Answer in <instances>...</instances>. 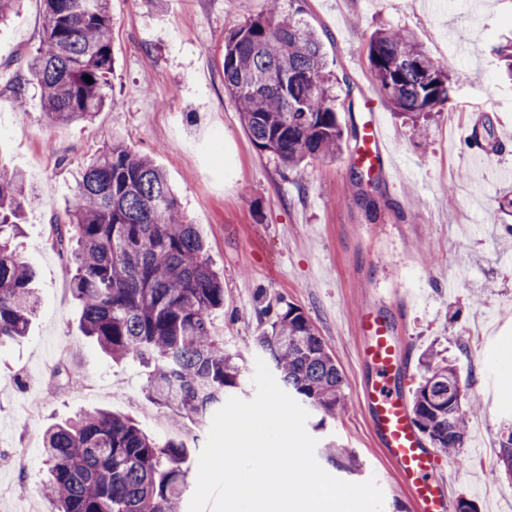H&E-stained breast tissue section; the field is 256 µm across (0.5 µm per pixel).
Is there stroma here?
Returning a JSON list of instances; mask_svg holds the SVG:
<instances>
[{
	"label": "stroma",
	"instance_id": "1",
	"mask_svg": "<svg viewBox=\"0 0 512 512\" xmlns=\"http://www.w3.org/2000/svg\"><path fill=\"white\" fill-rule=\"evenodd\" d=\"M262 0H112V90L94 122L52 125L40 97L17 104L44 25L42 0L0 28V165L22 170V258L37 276L39 309L28 338L0 347V512H49L38 494L42 434L52 423L94 408L134 418L148 432L184 442L198 475L208 426L172 413L144 392L146 370L113 362L79 328L64 264L47 237L73 199L83 164L113 134L159 165L197 224L213 267L224 275V309L213 331L253 378L254 338L269 301L299 306L346 378L347 410L313 431L315 456L334 477L376 479L383 512H413L372 434L358 390L372 371L358 358L356 318L372 305L395 320L407 343L410 387L422 355L439 351L461 377L469 419L463 464L448 475L451 502L478 512H512V487L498 480L499 431L512 415V379L501 356L512 348V81L492 49L512 41V0H306L305 18L323 36L337 77V117L376 109L392 166L367 195L351 184L354 147L281 175L253 145L224 91V36L258 14ZM412 31L452 79L449 104L424 132L398 119L367 59L379 27ZM487 126L495 150L477 155L468 135ZM336 441L355 453L350 471L329 461Z\"/></svg>",
	"mask_w": 512,
	"mask_h": 512
}]
</instances>
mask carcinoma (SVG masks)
Instances as JSON below:
<instances>
[{
  "label": "carcinoma",
  "instance_id": "1",
  "mask_svg": "<svg viewBox=\"0 0 512 512\" xmlns=\"http://www.w3.org/2000/svg\"><path fill=\"white\" fill-rule=\"evenodd\" d=\"M111 0H44V34L27 61V81L39 92L51 123H90L112 89ZM368 61L395 111L417 122L451 93V78L414 35L376 31ZM324 42L303 19L300 0H267L257 17L224 37V89L240 109L255 148L282 174L315 158L340 153L345 133L326 75ZM90 76L87 82L84 76ZM24 176L0 166V346L28 335L37 311L34 273L15 240ZM65 223L52 225L80 328L115 362L148 369L149 399L200 423L242 392L238 357L212 332L224 311V278L206 242L183 213L164 172L120 135L95 153L76 177ZM256 348L288 391L317 417L320 430L345 408V378L315 326L288 303L264 310ZM425 375L413 393L416 427L432 447H464L466 418L460 379L430 349ZM188 447L160 440L126 416L94 410L49 426L43 434L47 480L40 487L50 512H179ZM501 470L512 487V421L499 439Z\"/></svg>",
  "mask_w": 512,
  "mask_h": 512
}]
</instances>
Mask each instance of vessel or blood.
I'll return each instance as SVG.
<instances>
[{"label":"vessel or blood","mask_w":512,"mask_h":512,"mask_svg":"<svg viewBox=\"0 0 512 512\" xmlns=\"http://www.w3.org/2000/svg\"><path fill=\"white\" fill-rule=\"evenodd\" d=\"M357 161L370 170L385 160L383 131L376 112L365 115ZM358 355L375 376L359 389V400L372 424L374 437L392 464L399 486L411 499L414 512H448L445 469L415 426L405 393L408 376L405 346L395 327L372 310L357 318Z\"/></svg>","instance_id":"vessel-or-blood-1"}]
</instances>
